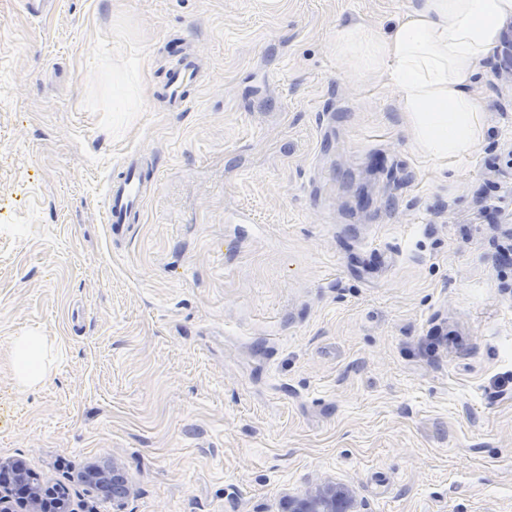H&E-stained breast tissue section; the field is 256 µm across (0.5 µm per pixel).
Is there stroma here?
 I'll use <instances>...</instances> for the list:
<instances>
[{
	"instance_id": "1",
	"label": "stroma",
	"mask_w": 512,
	"mask_h": 512,
	"mask_svg": "<svg viewBox=\"0 0 512 512\" xmlns=\"http://www.w3.org/2000/svg\"><path fill=\"white\" fill-rule=\"evenodd\" d=\"M418 0H0V460L73 512H512V82L483 136L417 147L336 49ZM204 64L183 112L174 57ZM132 152L141 223L99 203ZM52 349L22 389L13 339ZM119 464L129 496L83 482ZM156 172L148 171L140 153L128 154L116 174L108 179L101 206V223L110 234H123L129 224L141 222L146 200L158 189ZM353 500L350 495L324 484L301 496L288 498L285 512H353Z\"/></svg>"
}]
</instances>
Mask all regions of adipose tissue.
<instances>
[{
	"label": "adipose tissue",
	"mask_w": 512,
	"mask_h": 512,
	"mask_svg": "<svg viewBox=\"0 0 512 512\" xmlns=\"http://www.w3.org/2000/svg\"><path fill=\"white\" fill-rule=\"evenodd\" d=\"M508 15L512 0H420L387 37L348 24L337 29L336 47L400 89L398 107L425 155L461 159L482 136V107L468 91L471 77ZM40 343L28 333L14 339L21 385L34 387L47 377L35 361Z\"/></svg>",
	"instance_id": "ef3b65f1"
}]
</instances>
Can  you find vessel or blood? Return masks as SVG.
<instances>
[{
    "label": "vessel or blood",
    "instance_id": "1",
    "mask_svg": "<svg viewBox=\"0 0 512 512\" xmlns=\"http://www.w3.org/2000/svg\"><path fill=\"white\" fill-rule=\"evenodd\" d=\"M202 66L198 59L181 56L168 70L161 95L169 108L180 112L191 102L190 90L199 84ZM158 189L156 174L150 173L141 154H128L116 174L108 179L101 206V221L112 236L140 223L146 200Z\"/></svg>",
    "mask_w": 512,
    "mask_h": 512
}]
</instances>
